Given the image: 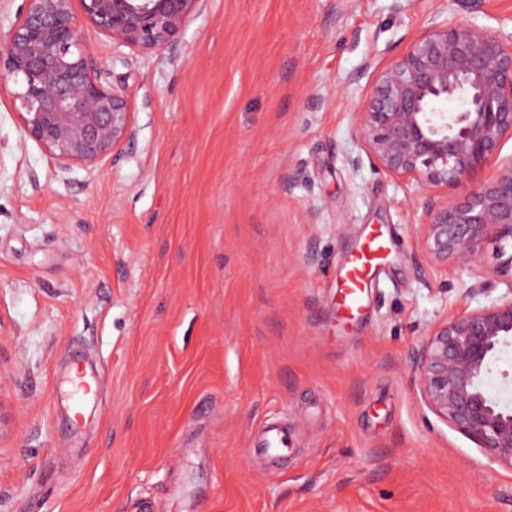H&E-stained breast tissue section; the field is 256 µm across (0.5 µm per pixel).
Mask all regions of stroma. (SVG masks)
Wrapping results in <instances>:
<instances>
[{
	"instance_id": "1",
	"label": "stroma",
	"mask_w": 512,
	"mask_h": 512,
	"mask_svg": "<svg viewBox=\"0 0 512 512\" xmlns=\"http://www.w3.org/2000/svg\"><path fill=\"white\" fill-rule=\"evenodd\" d=\"M512 28V0H203L146 55L91 24L131 140L92 165L25 138L0 78V512H512V469L420 401L410 354L506 287L433 262L353 128L367 61L434 16ZM393 245L355 321L349 250ZM97 389L73 416L75 371ZM287 422L281 464L252 448Z\"/></svg>"
}]
</instances>
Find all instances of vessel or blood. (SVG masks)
I'll use <instances>...</instances> for the list:
<instances>
[{
	"label": "vessel or blood",
	"mask_w": 512,
	"mask_h": 512,
	"mask_svg": "<svg viewBox=\"0 0 512 512\" xmlns=\"http://www.w3.org/2000/svg\"><path fill=\"white\" fill-rule=\"evenodd\" d=\"M387 246L384 234L376 232L357 251L351 253L337 293V308L341 315L352 318L359 314L373 271ZM289 444L287 427L277 422L265 423L255 440L256 448L267 456L287 453Z\"/></svg>",
	"instance_id": "vessel-or-blood-1"
}]
</instances>
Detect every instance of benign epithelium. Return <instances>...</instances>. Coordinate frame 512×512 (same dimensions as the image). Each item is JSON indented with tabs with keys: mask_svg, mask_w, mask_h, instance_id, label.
Masks as SVG:
<instances>
[{
	"mask_svg": "<svg viewBox=\"0 0 512 512\" xmlns=\"http://www.w3.org/2000/svg\"><path fill=\"white\" fill-rule=\"evenodd\" d=\"M26 2L0 47V69L22 87L25 137L66 166L94 164L132 137L125 95L89 68L80 22L150 54L173 41L202 0ZM454 99L462 107L450 112ZM355 134L408 190L480 176L462 197L423 203L416 232L430 258L471 267L486 240L512 241V156H501L512 138V31L434 16L401 55L374 70ZM494 274L506 292L436 324L412 368L423 404L489 463L512 468V409L485 386L498 353L512 345V253L500 251Z\"/></svg>",
	"mask_w": 512,
	"mask_h": 512,
	"instance_id": "obj_1",
	"label": "benign epithelium"
}]
</instances>
